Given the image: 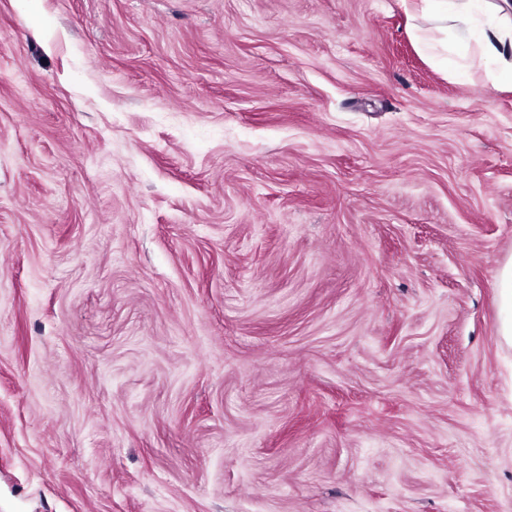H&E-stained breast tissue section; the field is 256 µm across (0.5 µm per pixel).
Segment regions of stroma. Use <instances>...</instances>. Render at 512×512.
Segmentation results:
<instances>
[{
    "mask_svg": "<svg viewBox=\"0 0 512 512\" xmlns=\"http://www.w3.org/2000/svg\"><path fill=\"white\" fill-rule=\"evenodd\" d=\"M406 0H0V512H512V92ZM499 302L498 335L512 344V258L506 260L496 273Z\"/></svg>",
    "mask_w": 512,
    "mask_h": 512,
    "instance_id": "obj_1",
    "label": "stroma"
}]
</instances>
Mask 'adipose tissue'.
Masks as SVG:
<instances>
[{
	"label": "adipose tissue",
	"instance_id": "obj_1",
	"mask_svg": "<svg viewBox=\"0 0 512 512\" xmlns=\"http://www.w3.org/2000/svg\"><path fill=\"white\" fill-rule=\"evenodd\" d=\"M414 11L440 25L437 36L414 33L438 67L453 76L476 56L490 64L493 88L512 90V0H415Z\"/></svg>",
	"mask_w": 512,
	"mask_h": 512
}]
</instances>
